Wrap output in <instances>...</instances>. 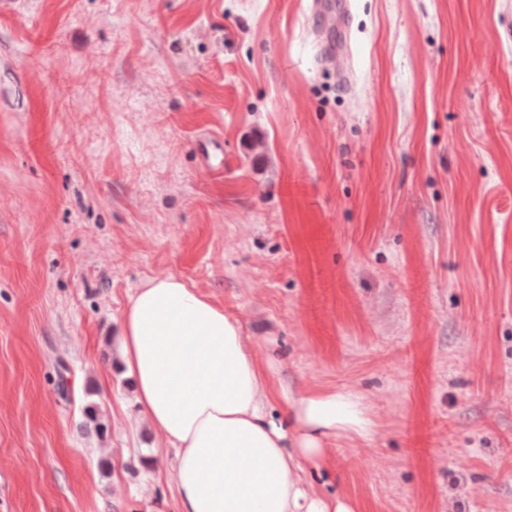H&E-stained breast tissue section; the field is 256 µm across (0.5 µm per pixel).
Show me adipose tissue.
<instances>
[{
	"label": "adipose tissue",
	"mask_w": 512,
	"mask_h": 512,
	"mask_svg": "<svg viewBox=\"0 0 512 512\" xmlns=\"http://www.w3.org/2000/svg\"><path fill=\"white\" fill-rule=\"evenodd\" d=\"M119 359L146 426L174 452L178 512H362L356 499L304 479L324 464L329 439H371L362 397L277 384L274 358L258 355L240 322L183 278L135 288Z\"/></svg>",
	"instance_id": "obj_1"
}]
</instances>
